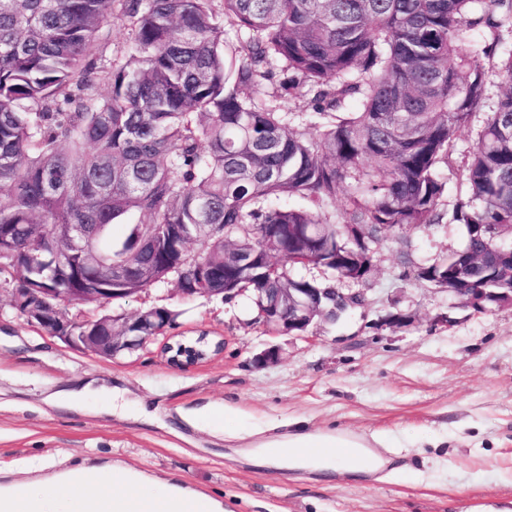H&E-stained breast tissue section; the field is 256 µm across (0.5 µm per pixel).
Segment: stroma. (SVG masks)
Instances as JSON below:
<instances>
[{
  "mask_svg": "<svg viewBox=\"0 0 512 512\" xmlns=\"http://www.w3.org/2000/svg\"><path fill=\"white\" fill-rule=\"evenodd\" d=\"M130 39L128 20L114 14L99 65L124 63ZM487 117H473L440 170L442 212L467 193L463 166ZM463 237L447 221L385 233L368 278L341 285L365 305L306 338L267 332L237 304L183 299L172 283L151 288L123 311L164 306L178 318L131 358L69 347L22 318L0 284V471L112 464L185 481L224 512H512V308L477 313L413 275ZM393 313L408 324L388 325ZM203 332L222 350L186 368L168 364L167 339ZM272 348L278 358L257 366ZM82 381L103 395L123 391L132 410L109 414L101 399L56 406ZM297 430L382 434L391 464L327 480L256 461L258 442Z\"/></svg>",
  "mask_w": 512,
  "mask_h": 512,
  "instance_id": "stroma-1",
  "label": "stroma"
}]
</instances>
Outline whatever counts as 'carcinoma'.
<instances>
[{
    "label": "carcinoma",
    "instance_id": "cac0c4a2",
    "mask_svg": "<svg viewBox=\"0 0 512 512\" xmlns=\"http://www.w3.org/2000/svg\"><path fill=\"white\" fill-rule=\"evenodd\" d=\"M211 2L0 0V262L12 287L328 288L289 268L363 279L378 229L442 222L438 170L490 88L462 44L480 31L491 55L512 0H224L245 36L236 45ZM117 3L132 46L106 71L95 47ZM275 62L293 74L280 89L311 96L317 137L263 98ZM499 75L452 212L464 253L415 269L437 287L512 288L494 240L512 225V52ZM338 198L342 228L322 213ZM75 224L100 229L99 264L84 261ZM199 224L211 230L194 252ZM159 317L137 335H161L177 314Z\"/></svg>",
    "mask_w": 512,
    "mask_h": 512
}]
</instances>
